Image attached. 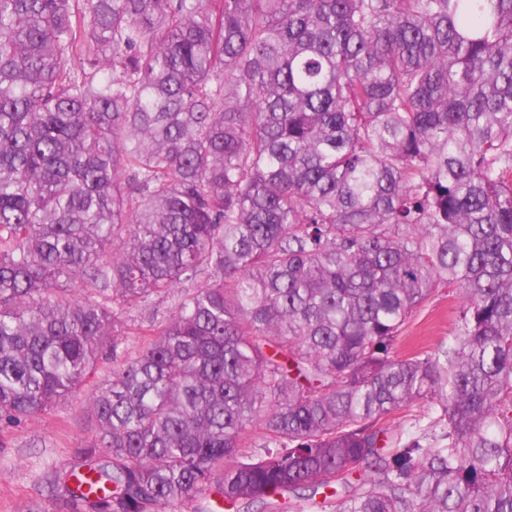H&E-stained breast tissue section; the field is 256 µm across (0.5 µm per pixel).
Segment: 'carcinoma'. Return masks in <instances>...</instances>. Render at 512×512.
<instances>
[{
    "label": "carcinoma",
    "mask_w": 512,
    "mask_h": 512,
    "mask_svg": "<svg viewBox=\"0 0 512 512\" xmlns=\"http://www.w3.org/2000/svg\"><path fill=\"white\" fill-rule=\"evenodd\" d=\"M105 351L80 512H512V0H0V425ZM460 298L452 288H440L413 314L406 325L397 351L404 354L412 348L432 351L448 342ZM148 315V312L133 310L126 314L127 326L125 328L124 344L123 346L131 353L135 355L140 349L142 342L148 336H141L144 329L146 328V320L144 316Z\"/></svg>",
    "instance_id": "obj_1"
}]
</instances>
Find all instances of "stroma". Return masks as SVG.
I'll return each mask as SVG.
<instances>
[{
  "mask_svg": "<svg viewBox=\"0 0 512 512\" xmlns=\"http://www.w3.org/2000/svg\"><path fill=\"white\" fill-rule=\"evenodd\" d=\"M459 304L455 290L435 291L406 325L398 353L431 351L447 341ZM111 373V361H100L69 401L0 431V512H77L73 505L41 495L38 478L51 467L76 464L75 450L91 434L88 399Z\"/></svg>",
  "mask_w": 512,
  "mask_h": 512,
  "instance_id": "obj_1",
  "label": "stroma"
}]
</instances>
